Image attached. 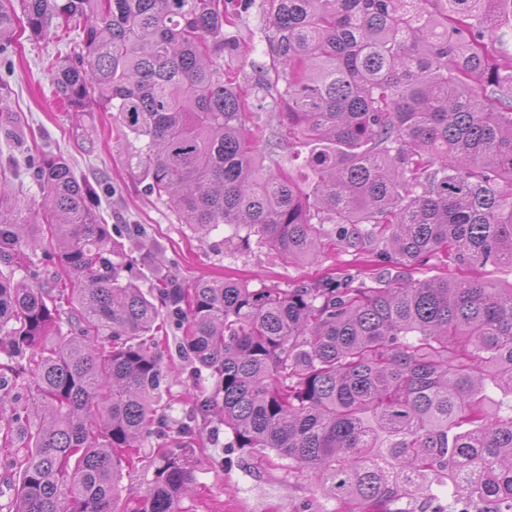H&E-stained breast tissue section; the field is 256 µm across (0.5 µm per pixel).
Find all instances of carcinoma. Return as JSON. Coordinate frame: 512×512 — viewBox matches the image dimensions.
<instances>
[{
    "label": "carcinoma",
    "mask_w": 512,
    "mask_h": 512,
    "mask_svg": "<svg viewBox=\"0 0 512 512\" xmlns=\"http://www.w3.org/2000/svg\"><path fill=\"white\" fill-rule=\"evenodd\" d=\"M251 2L19 0L35 36L82 25V52L52 67L57 96L118 113L149 191L185 223L293 260L330 239L367 251L369 272L147 294L68 162L33 159L44 215L14 220L0 187V442L24 446L7 512H117L153 439L151 487L122 512H184L195 428L165 431L161 303L234 447L274 451L338 512H412L401 501L435 483L437 512L462 497L512 512V400L486 394L512 395V286L480 280L512 269V0H267L259 101L224 68ZM256 109L286 118L263 149ZM37 241L57 272L15 279ZM433 256L444 273L412 279Z\"/></svg>",
    "instance_id": "cac0c4a2"
}]
</instances>
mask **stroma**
Masks as SVG:
<instances>
[{
	"label": "stroma",
	"mask_w": 512,
	"mask_h": 512,
	"mask_svg": "<svg viewBox=\"0 0 512 512\" xmlns=\"http://www.w3.org/2000/svg\"><path fill=\"white\" fill-rule=\"evenodd\" d=\"M264 0H254L232 34L244 49L225 58L242 84L255 82L256 67L266 58ZM77 31L39 37L21 29L6 54L0 55V186L14 208L16 220L27 219L42 201V191L29 168L31 156H63L76 178L89 186V205L103 223L122 233L125 255L136 258L134 277L143 290L163 280L183 286L200 278L248 280L251 287L292 288L345 268L363 272L358 254L331 246L314 262L282 259L268 247L227 246V226L200 237L167 200L146 190V179L130 166L134 141L118 138L115 113L100 109L74 112L53 90L49 64L81 52ZM182 332L172 328L162 346L167 368L166 405L169 433L193 412L197 398L211 395L213 381L197 374L179 350ZM218 409L198 420L190 445L189 464L195 483L184 500L186 512H336L335 499L302 472H289L287 461L271 450H242L232 445Z\"/></svg>",
	"instance_id": "stroma-1"
}]
</instances>
